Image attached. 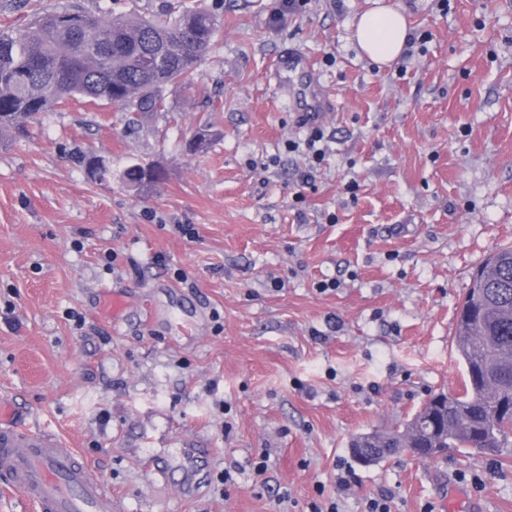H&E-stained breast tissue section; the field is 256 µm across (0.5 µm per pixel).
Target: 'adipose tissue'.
Masks as SVG:
<instances>
[{
	"instance_id": "1",
	"label": "adipose tissue",
	"mask_w": 512,
	"mask_h": 512,
	"mask_svg": "<svg viewBox=\"0 0 512 512\" xmlns=\"http://www.w3.org/2000/svg\"><path fill=\"white\" fill-rule=\"evenodd\" d=\"M355 36L361 50L370 59L386 64L398 58L405 50L409 29L401 11L380 7L360 17Z\"/></svg>"
}]
</instances>
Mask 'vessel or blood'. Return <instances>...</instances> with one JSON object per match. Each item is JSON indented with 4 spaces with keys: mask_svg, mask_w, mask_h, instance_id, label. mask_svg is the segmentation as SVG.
Masks as SVG:
<instances>
[{
    "mask_svg": "<svg viewBox=\"0 0 512 512\" xmlns=\"http://www.w3.org/2000/svg\"><path fill=\"white\" fill-rule=\"evenodd\" d=\"M0 484L38 512H113L111 493L92 466L56 433L11 423L0 410Z\"/></svg>",
    "mask_w": 512,
    "mask_h": 512,
    "instance_id": "1",
    "label": "vessel or blood"
}]
</instances>
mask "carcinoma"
<instances>
[{"instance_id":"1","label":"carcinoma","mask_w":512,"mask_h":512,"mask_svg":"<svg viewBox=\"0 0 512 512\" xmlns=\"http://www.w3.org/2000/svg\"><path fill=\"white\" fill-rule=\"evenodd\" d=\"M221 27L209 8L163 18L65 9L1 30L0 142L77 95L115 105L130 125L166 111L165 92L191 84ZM124 178L140 188L160 173L135 163ZM457 351L468 377L463 393L436 394L407 422L351 447L366 449L374 464L402 449L427 459L447 448L501 447L512 433V246L490 253L475 276L460 307Z\"/></svg>"}]
</instances>
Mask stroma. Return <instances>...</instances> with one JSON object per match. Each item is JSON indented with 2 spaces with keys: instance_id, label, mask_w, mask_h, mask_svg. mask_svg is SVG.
<instances>
[{
  "instance_id": "1",
  "label": "stroma",
  "mask_w": 512,
  "mask_h": 512,
  "mask_svg": "<svg viewBox=\"0 0 512 512\" xmlns=\"http://www.w3.org/2000/svg\"><path fill=\"white\" fill-rule=\"evenodd\" d=\"M200 1L222 36L166 111L130 126L73 100L0 148V408L79 449L116 512H365L383 492L391 512H512V435L495 455L369 466L349 448L464 388L459 305L512 245V0H0V28ZM381 4L410 30L387 65L354 39ZM287 49L335 102L315 167L288 149L305 133L274 89ZM84 155L111 180L88 177ZM135 162L163 180L129 187Z\"/></svg>"
}]
</instances>
